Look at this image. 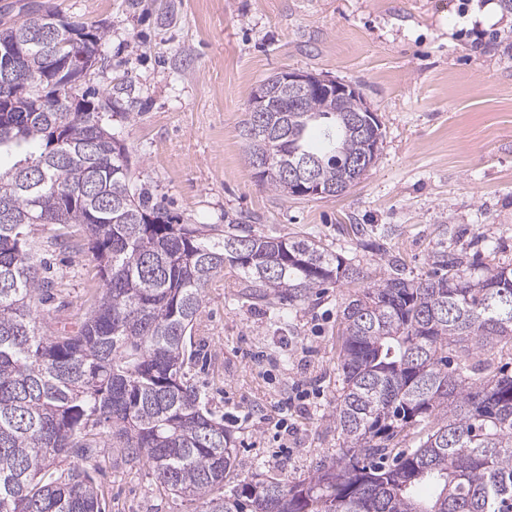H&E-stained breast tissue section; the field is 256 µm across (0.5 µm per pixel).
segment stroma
<instances>
[{
    "label": "stroma",
    "mask_w": 512,
    "mask_h": 512,
    "mask_svg": "<svg viewBox=\"0 0 512 512\" xmlns=\"http://www.w3.org/2000/svg\"><path fill=\"white\" fill-rule=\"evenodd\" d=\"M105 36L83 83L112 103L132 187L185 224L248 219L258 234L320 240L363 267L400 258L413 274L449 247L512 262V12L489 0H40ZM352 85L384 134L372 167L338 197L263 186L240 136L252 91L284 71ZM50 323L81 321L101 275L88 253L53 246ZM345 285L305 305L255 303L224 279L206 292L192 376L238 453L227 486L254 474L296 481L336 451L331 418ZM287 447L234 417L272 414L297 384ZM103 512H194L114 448L93 449Z\"/></svg>",
    "instance_id": "stroma-1"
}]
</instances>
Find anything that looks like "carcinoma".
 <instances>
[{"label":"carcinoma","instance_id":"cac0c4a2","mask_svg":"<svg viewBox=\"0 0 512 512\" xmlns=\"http://www.w3.org/2000/svg\"><path fill=\"white\" fill-rule=\"evenodd\" d=\"M52 18L62 51L96 59L102 29L36 4L0 21V40ZM52 46L30 38L13 82L0 86V151L34 143L0 170V512H102L81 464L108 429L112 447L148 466L168 494L200 512H512V266L435 255L424 276L392 257L374 275L321 242L181 224L132 189L126 145L102 104L73 89L56 112L42 83ZM265 112H247L246 159L267 187L292 196L279 172L304 157L331 193L353 186L348 161L383 140L375 113L351 126L357 100L288 94L266 79ZM83 226L103 280L73 330L33 310L54 282L35 258L39 228L70 246ZM229 275L248 297L305 304L327 283L353 285L339 313L338 448L287 482L254 475L224 492L238 448L193 383L194 333L207 288Z\"/></svg>","mask_w":512,"mask_h":512}]
</instances>
